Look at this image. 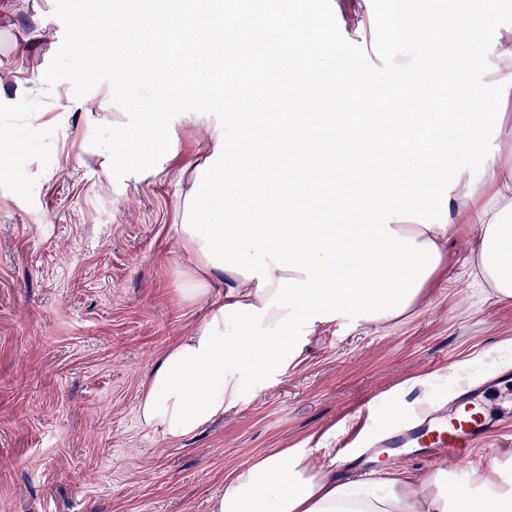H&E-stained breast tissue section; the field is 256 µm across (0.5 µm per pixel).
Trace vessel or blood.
Listing matches in <instances>:
<instances>
[{
    "label": "vessel or blood",
    "instance_id": "vessel-or-blood-1",
    "mask_svg": "<svg viewBox=\"0 0 512 512\" xmlns=\"http://www.w3.org/2000/svg\"><path fill=\"white\" fill-rule=\"evenodd\" d=\"M464 400L467 414H458L452 406L432 407L410 426L385 430L380 447L424 448L433 460H454L475 447L487 433L490 422L484 416L486 410H512V395L499 391L482 396L468 393Z\"/></svg>",
    "mask_w": 512,
    "mask_h": 512
}]
</instances>
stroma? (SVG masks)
<instances>
[{"instance_id":"1","label":"stroma","mask_w":512,"mask_h":512,"mask_svg":"<svg viewBox=\"0 0 512 512\" xmlns=\"http://www.w3.org/2000/svg\"><path fill=\"white\" fill-rule=\"evenodd\" d=\"M92 45L128 31L111 0H81ZM59 0H0V512H214L231 471L272 450L301 448L313 466L336 458L367 471L383 424H406L425 405L455 400L465 383L512 369V299L470 274L480 227L452 224L443 261L410 311L381 322L354 310L323 324L296 316L297 342L280 367L244 378L237 403L186 437L145 425L147 376L206 315L178 288L190 261L176 226L183 168L210 147L204 124L169 119L157 145L176 148L166 171L106 174L121 134L112 127L119 63L97 65L67 48L75 15ZM327 29L344 60H408L386 37V0ZM56 83L62 99L37 95ZM512 457V417L453 462L417 454L398 467L417 478L444 471L451 488Z\"/></svg>"}]
</instances>
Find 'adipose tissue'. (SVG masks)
Segmentation results:
<instances>
[{
    "instance_id": "ef3b65f1",
    "label": "adipose tissue",
    "mask_w": 512,
    "mask_h": 512,
    "mask_svg": "<svg viewBox=\"0 0 512 512\" xmlns=\"http://www.w3.org/2000/svg\"><path fill=\"white\" fill-rule=\"evenodd\" d=\"M158 3L150 16L126 10V26L186 31L209 71L200 83L194 71L157 70L151 52L126 47L124 76L112 86L118 153L128 169L163 172L176 151L156 149L153 135L173 113L207 122L213 149L190 174L176 227L193 265L181 294L206 298L207 313L148 376L138 410L146 425L184 437L223 414L240 389L225 376V362L236 359L247 374L277 366L281 354L266 341L285 334L297 314L314 324L346 309L369 321L405 313L441 264L448 225H480L476 275L498 298L512 299V164L487 158L480 178L470 179L454 139L437 135L444 126L512 135L503 108L512 97L511 37L479 35L461 11L452 31L461 49L446 58L439 15L404 0L388 35L411 43L407 66L352 73L341 64V46L313 27L306 0ZM459 79L492 80L494 100L478 93L455 111L437 108ZM192 82L197 93L185 97ZM151 83L162 85L164 104L149 125L134 92ZM403 84L414 88L404 112L390 96ZM262 91L269 111L260 117ZM352 97L371 114L347 125L329 102ZM422 193L434 201L424 213L416 208ZM284 207L315 212L319 221L274 222ZM355 213L372 223H350ZM238 324L251 330L243 348L224 335ZM469 501L438 474L419 482L381 461L355 482L332 465L311 468L288 448L233 471L215 512H468Z\"/></svg>"
}]
</instances>
